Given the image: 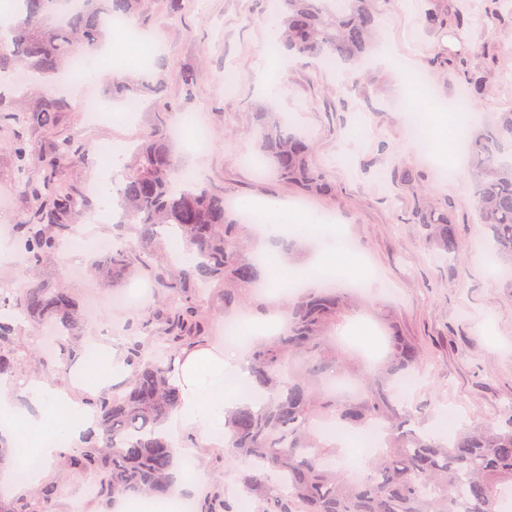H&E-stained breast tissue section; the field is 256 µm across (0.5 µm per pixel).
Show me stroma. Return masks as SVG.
I'll use <instances>...</instances> for the list:
<instances>
[{
    "label": "stroma",
    "mask_w": 512,
    "mask_h": 512,
    "mask_svg": "<svg viewBox=\"0 0 512 512\" xmlns=\"http://www.w3.org/2000/svg\"><path fill=\"white\" fill-rule=\"evenodd\" d=\"M270 7L269 0H189L185 14L173 20L166 0H145V18L135 27L156 44L152 62L172 59L176 65L162 90L143 98L130 127L110 117L86 120L69 95L75 81L66 76L34 75L27 83L0 88V98L11 104L31 107L58 99L66 106L53 136L28 132L29 179L41 178V155L52 141L78 137L84 154L65 165L68 185L84 200L73 222L89 240L111 237L118 195L100 192L98 176L106 164L98 147L109 141L128 150V138L147 133L158 115H165L169 128L181 131L174 139L177 157L223 188L225 198L244 207L274 203L293 216L331 215L334 222L325 232L353 242L347 265L336 268L334 279L340 284L359 279L368 294L355 300L340 333L359 351L381 352V339L365 329L375 319L365 304L376 301L417 344L424 375L399 394V409L415 414L429 403L437 419L451 412L469 425L504 424L512 405V275L496 269L468 157L425 160L410 138L407 114L430 113L431 102L454 98L475 72L485 82L471 120L491 122L512 112V6L505 0H375L379 45L355 67L273 53L265 21ZM431 11L447 16V26L425 28L421 19ZM490 11L496 14L491 29L484 24ZM186 70L193 75L189 87L182 81ZM269 84L284 87L283 99L268 97ZM267 108L286 114L292 130L311 140V162L334 183L333 195H300L275 174L255 175L246 164L259 138L255 114ZM188 114L207 128V145H195L193 129L183 121ZM14 167L12 154L0 149V192L9 196L0 206V238L6 240L32 205ZM399 167L413 172L412 182L397 179ZM420 201L450 206L464 244L459 254L441 253L430 243L415 219ZM320 235L295 229L286 234L284 275L315 268ZM71 264L58 252L32 276L18 255H11L0 262V290L18 292L34 278L65 284L79 304L97 300L98 326L110 324L128 339H141L136 323L156 308V294L128 312H114L112 286L72 278ZM188 469L206 478L193 495L196 501L210 495L215 478L223 479L226 490L236 487V465L223 449H200ZM41 472L43 482L61 483L50 512H114L115 503L85 495L83 478L61 480L60 459L42 463Z\"/></svg>",
    "instance_id": "1"
}]
</instances>
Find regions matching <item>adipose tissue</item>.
I'll list each match as a JSON object with an SVG mask.
<instances>
[{
	"mask_svg": "<svg viewBox=\"0 0 512 512\" xmlns=\"http://www.w3.org/2000/svg\"><path fill=\"white\" fill-rule=\"evenodd\" d=\"M96 345L95 356L80 355L72 364L73 384L81 390L109 392L112 384L128 373L126 341L123 337L89 335ZM249 376V359L240 351L225 355L217 345L184 349L175 361L170 382L179 392V407L173 427L196 432L204 444L224 445V412L238 405V398L226 397L227 384ZM93 412L78 398L56 390L42 381H30L21 395L0 382V433L20 456L53 460L66 445L79 442L93 427Z\"/></svg>",
	"mask_w": 512,
	"mask_h": 512,
	"instance_id": "ef3b65f1",
	"label": "adipose tissue"
}]
</instances>
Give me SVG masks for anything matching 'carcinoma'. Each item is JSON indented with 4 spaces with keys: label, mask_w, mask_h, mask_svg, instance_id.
I'll return each instance as SVG.
<instances>
[{
    "label": "carcinoma",
    "mask_w": 512,
    "mask_h": 512,
    "mask_svg": "<svg viewBox=\"0 0 512 512\" xmlns=\"http://www.w3.org/2000/svg\"><path fill=\"white\" fill-rule=\"evenodd\" d=\"M24 9L0 47V76L18 71L53 76L70 64L75 52L99 49L111 15L144 17V0H23ZM273 43L303 57L326 63L365 61L375 35L372 0H276L270 20ZM168 69L144 75L143 85L157 92ZM3 120L15 121L11 151L16 169L26 174L25 131L52 130L62 106L54 101L10 111L0 101ZM259 128L257 158L296 191L329 196L333 184L310 163L312 144L288 130L282 116L255 113ZM472 156L470 176L481 220L489 231L494 256L512 261V112L493 125L473 123L467 134ZM79 151L78 139L52 145L42 160V179L28 184L37 201L19 228L20 259L35 272L75 233L73 216L80 197L69 187L57 160ZM122 219L112 252L102 254L90 271L122 288L136 269L162 249L165 229H173L195 251V264L178 269L153 267L151 280L161 305L140 329L155 340L147 350L134 341L128 348L130 375L108 397L88 404L99 417L85 447L67 456L66 469L85 476L106 471L94 482L102 499L166 496L173 485L176 451L162 432L179 404L170 383L182 349L202 344L209 313L199 303L201 290L221 297L229 310L244 301L270 314L256 298L261 271L242 241L243 224L226 209L224 190L187 178L173 154L167 125L159 122L142 136L122 165ZM419 223L428 227L435 246L459 253L463 243L448 210L421 206ZM131 233L136 243H126ZM25 315L58 333L53 352L32 353L29 363L64 364L80 350L84 326L81 308L68 288L32 282L0 308ZM350 308V297L313 283L291 294L280 308L283 326L268 340L251 345L250 390L259 401L224 416V445L237 461L240 491L265 503L263 512H500L501 496L512 487V416L502 426L458 429L451 438L422 428L398 410L397 385L420 365L414 341L385 327L387 352L371 370L352 362L336 337ZM19 340L13 321L0 316V377L20 369ZM360 430L377 423L387 448L358 463L361 478L332 449L318 441L323 423ZM58 485L47 483L34 501L5 503L0 512H48Z\"/></svg>",
    "instance_id": "cac0c4a2"
}]
</instances>
